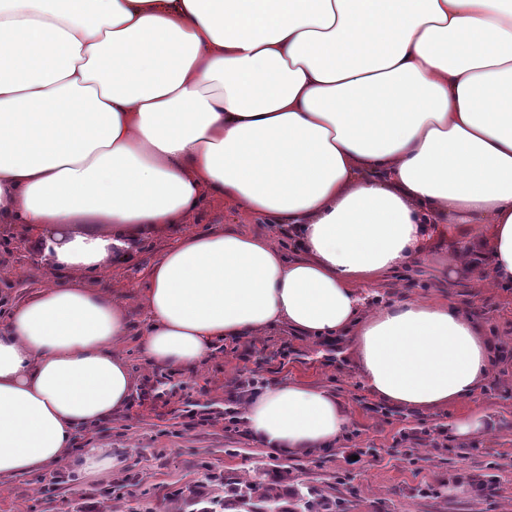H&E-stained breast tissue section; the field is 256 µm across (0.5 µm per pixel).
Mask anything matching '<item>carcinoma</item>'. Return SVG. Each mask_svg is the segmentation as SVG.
<instances>
[{
	"mask_svg": "<svg viewBox=\"0 0 512 512\" xmlns=\"http://www.w3.org/2000/svg\"><path fill=\"white\" fill-rule=\"evenodd\" d=\"M224 493L185 488L170 493L166 512H246V507L282 509L284 512H336V500L324 490L309 486L302 490L288 485V473L256 472L223 479Z\"/></svg>",
	"mask_w": 512,
	"mask_h": 512,
	"instance_id": "cac0c4a2",
	"label": "carcinoma"
}]
</instances>
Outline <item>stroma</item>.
Segmentation results:
<instances>
[{
    "label": "stroma",
    "instance_id": "1",
    "mask_svg": "<svg viewBox=\"0 0 512 512\" xmlns=\"http://www.w3.org/2000/svg\"><path fill=\"white\" fill-rule=\"evenodd\" d=\"M216 224L268 234L275 245L294 254V238L275 223L236 210L223 199H206L190 228L204 231ZM163 238L144 237L132 264L107 267L104 279L114 291L132 293L145 282L148 267L161 255ZM456 249L450 241L434 242L425 261L374 284L378 302L408 296L447 300L469 312L503 352L489 378L465 403L409 411L371 410L375 398L362 382L348 341L327 344L291 336H256L252 353L241 359L234 342H224L199 369L172 371L186 391L161 395L154 369L138 347L143 325L136 302H129L130 332L118 347L134 380V403L91 434L75 437L79 448H108L113 465L92 480L71 466L0 480V512H162L160 493L205 484L208 476H242L255 470L287 471L291 483L313 485L332 494L345 512H512V288H481L476 270L454 281L443 280ZM12 244L0 237V279L18 281L17 289L0 288V321L21 294L40 288L47 270L5 262ZM254 376L276 384L307 382L336 393L349 412L341 441L328 451L288 460L262 447L245 425H192L188 405L211 412L224 409L228 385ZM471 409L487 413L486 430L458 437L454 423ZM445 432L444 446L423 441L409 452L407 429ZM465 494H455V487Z\"/></svg>",
    "mask_w": 512,
    "mask_h": 512
}]
</instances>
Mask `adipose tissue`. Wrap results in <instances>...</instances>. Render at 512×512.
<instances>
[{
  "label": "adipose tissue",
  "mask_w": 512,
  "mask_h": 512,
  "mask_svg": "<svg viewBox=\"0 0 512 512\" xmlns=\"http://www.w3.org/2000/svg\"><path fill=\"white\" fill-rule=\"evenodd\" d=\"M287 225L186 231L207 197ZM34 231L54 281L0 326V478L112 467L74 435L123 410L127 303L97 287L175 231L138 301L159 369L220 341L348 338L392 405L469 401L493 344L448 301L371 309V286L457 242L512 288V0H0V228ZM251 438L288 459L348 427L332 392L253 394Z\"/></svg>",
  "instance_id": "ef3b65f1"
}]
</instances>
